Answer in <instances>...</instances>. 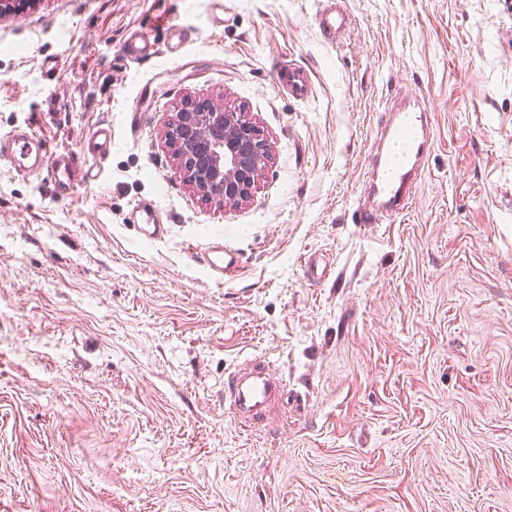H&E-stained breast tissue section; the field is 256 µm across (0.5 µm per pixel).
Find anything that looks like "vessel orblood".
Returning <instances> with one entry per match:
<instances>
[{"instance_id":"vessel-or-blood-1","label":"vessel or blood","mask_w":512,"mask_h":512,"mask_svg":"<svg viewBox=\"0 0 512 512\" xmlns=\"http://www.w3.org/2000/svg\"><path fill=\"white\" fill-rule=\"evenodd\" d=\"M312 20L328 41H335L351 24L344 0H317ZM188 32L172 17L148 19L122 42L125 58L134 64L150 62L159 49L180 57ZM279 84L297 100L310 98L313 84L309 71L300 66L276 68ZM434 150L431 109L427 101H405L388 114L377 132L368 180L359 198L362 223H377L382 216H398L409 210L412 188L420 179ZM85 151L97 163H105L112 153V127L96 126ZM0 160L20 175H44L55 195L68 197L78 184L95 181L92 169L69 153L49 152L45 142L31 127L0 135ZM139 237L158 240L168 233V219L155 200H136L128 214ZM200 264L216 279L236 276L243 267L239 248L214 242L196 254ZM288 393L284 377L276 375L263 357L236 367L224 384V410L233 418L250 424L263 423L272 408Z\"/></svg>"}]
</instances>
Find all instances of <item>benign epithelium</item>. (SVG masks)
Masks as SVG:
<instances>
[{
  "label": "benign epithelium",
  "mask_w": 512,
  "mask_h": 512,
  "mask_svg": "<svg viewBox=\"0 0 512 512\" xmlns=\"http://www.w3.org/2000/svg\"><path fill=\"white\" fill-rule=\"evenodd\" d=\"M186 183L224 206L249 201L272 159V146L248 112L214 100L186 101L166 131Z\"/></svg>",
  "instance_id": "1"
}]
</instances>
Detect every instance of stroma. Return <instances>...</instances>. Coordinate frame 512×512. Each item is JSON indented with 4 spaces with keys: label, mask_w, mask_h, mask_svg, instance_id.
<instances>
[{
    "label": "stroma",
    "mask_w": 512,
    "mask_h": 512,
    "mask_svg": "<svg viewBox=\"0 0 512 512\" xmlns=\"http://www.w3.org/2000/svg\"><path fill=\"white\" fill-rule=\"evenodd\" d=\"M325 41L314 0H35L0 18V134L32 121L98 180L55 198L0 161V512H512V0H348ZM173 13L186 66L124 61ZM309 69L294 100L276 64ZM433 107L404 215L358 221L390 98ZM250 112L273 146L254 196L201 199L165 141L177 104ZM147 110L140 137L125 126ZM155 199L171 224L126 218ZM245 249L216 283L212 237ZM335 263L309 285L305 255ZM288 395L259 427L224 411L257 356ZM85 151L98 163L99 171L112 154V126L108 123L96 126L87 140ZM128 222L140 238L158 240L167 235L170 219L164 217L155 200L141 198L132 204Z\"/></svg>",
    "instance_id": "35a3bbf8"
}]
</instances>
